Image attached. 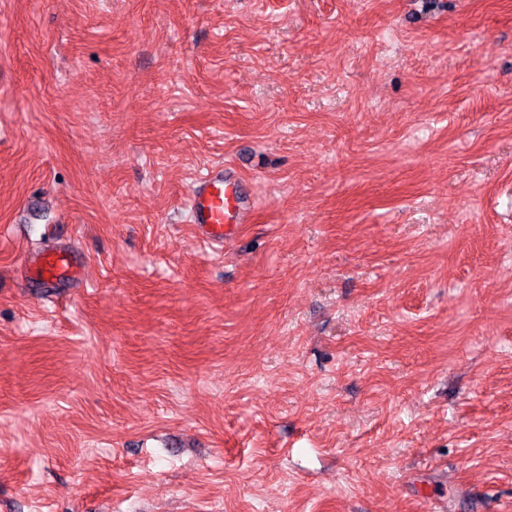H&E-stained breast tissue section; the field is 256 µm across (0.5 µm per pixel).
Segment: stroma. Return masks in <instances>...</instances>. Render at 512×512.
<instances>
[{
	"mask_svg": "<svg viewBox=\"0 0 512 512\" xmlns=\"http://www.w3.org/2000/svg\"><path fill=\"white\" fill-rule=\"evenodd\" d=\"M0 512H512V0H0ZM251 211L250 196L232 167L216 164L195 184L189 200V222L208 244L223 246ZM32 268L34 277L53 281L73 274L72 266L65 252H48L43 254Z\"/></svg>",
	"mask_w": 512,
	"mask_h": 512,
	"instance_id": "stroma-1",
	"label": "stroma"
}]
</instances>
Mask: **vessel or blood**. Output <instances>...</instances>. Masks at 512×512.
Masks as SVG:
<instances>
[{
	"mask_svg": "<svg viewBox=\"0 0 512 512\" xmlns=\"http://www.w3.org/2000/svg\"><path fill=\"white\" fill-rule=\"evenodd\" d=\"M250 196L241 176L228 165L209 168L195 184L189 200V222L208 244L223 245L237 225L248 219ZM34 277L53 281L73 273L65 252L43 254L32 269Z\"/></svg>",
	"mask_w": 512,
	"mask_h": 512,
	"instance_id": "vessel-or-blood-1",
	"label": "vessel or blood"
}]
</instances>
